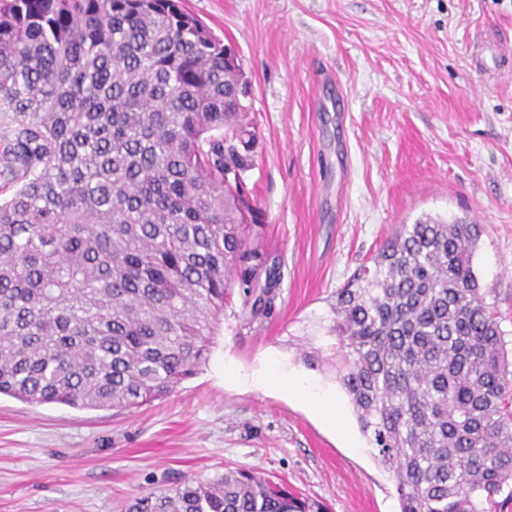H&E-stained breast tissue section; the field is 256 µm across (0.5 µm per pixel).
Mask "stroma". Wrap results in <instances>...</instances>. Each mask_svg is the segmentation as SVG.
Instances as JSON below:
<instances>
[{
  "mask_svg": "<svg viewBox=\"0 0 512 512\" xmlns=\"http://www.w3.org/2000/svg\"><path fill=\"white\" fill-rule=\"evenodd\" d=\"M238 54L255 132L245 174L283 277L272 317L239 295L208 359L129 409L0 398V512H126L244 467L328 512H400L395 481L313 348L336 291L400 225L480 227L478 284L512 351V0H183ZM328 393L327 424L289 377Z\"/></svg>",
  "mask_w": 512,
  "mask_h": 512,
  "instance_id": "stroma-1",
  "label": "stroma"
}]
</instances>
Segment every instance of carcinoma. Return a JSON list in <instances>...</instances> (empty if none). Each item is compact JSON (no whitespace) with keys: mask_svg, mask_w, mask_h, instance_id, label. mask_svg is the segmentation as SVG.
<instances>
[{"mask_svg":"<svg viewBox=\"0 0 512 512\" xmlns=\"http://www.w3.org/2000/svg\"><path fill=\"white\" fill-rule=\"evenodd\" d=\"M178 0H0V395L131 408L169 396L239 288L271 317L281 264L224 166L249 84ZM478 225L404 224L336 291V382L393 473L400 512L512 498V370L479 288ZM127 512H324L246 468Z\"/></svg>","mask_w":512,"mask_h":512,"instance_id":"obj_1","label":"carcinoma"}]
</instances>
